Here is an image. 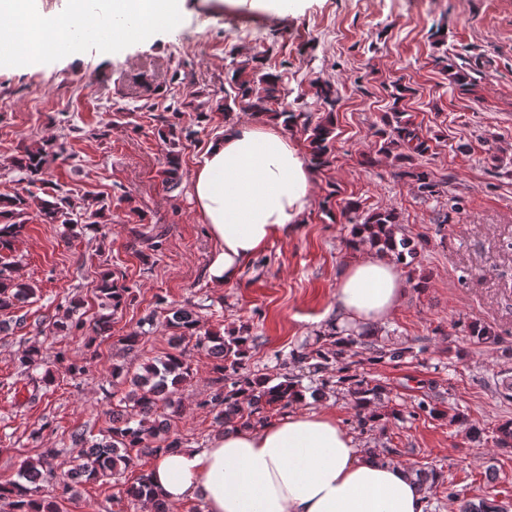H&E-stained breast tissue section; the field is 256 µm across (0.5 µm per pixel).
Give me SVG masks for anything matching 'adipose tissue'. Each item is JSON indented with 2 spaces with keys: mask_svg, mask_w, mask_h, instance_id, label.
Listing matches in <instances>:
<instances>
[{
  "mask_svg": "<svg viewBox=\"0 0 512 512\" xmlns=\"http://www.w3.org/2000/svg\"><path fill=\"white\" fill-rule=\"evenodd\" d=\"M41 21V0H0V65L17 67L53 48V38L95 12V0H65ZM112 15L131 26L108 27L101 41L122 45L179 26L186 0H111ZM192 197L215 244L213 287L234 283L247 262L299 224L311 207L309 161L275 126L236 123L210 143L192 176ZM408 282L388 254L368 252L336 286V328L355 330L390 318ZM151 483L169 506L198 497L206 512H424L409 470L365 452L335 416L299 410L254 428H234L206 448L158 457Z\"/></svg>",
  "mask_w": 512,
  "mask_h": 512,
  "instance_id": "ef3b65f1",
  "label": "adipose tissue"
}]
</instances>
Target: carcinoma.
<instances>
[{"label": "carcinoma", "instance_id": "1", "mask_svg": "<svg viewBox=\"0 0 512 512\" xmlns=\"http://www.w3.org/2000/svg\"><path fill=\"white\" fill-rule=\"evenodd\" d=\"M261 53H256L251 61L254 66L233 65L227 72L231 92L224 97V113L237 109L243 112L272 113L283 119L285 126L301 127L307 134L311 161L315 167H330L333 159L335 125L333 112L314 120V115L303 110H276L285 90L281 86L280 76L264 69L260 62ZM314 95L321 105L333 108L338 100L336 87L329 82L312 84ZM379 147L377 153L393 157L399 162L397 177H407L416 184L418 191L432 197L436 193L437 183L431 174L414 165L418 157L427 154L431 146L428 140L420 136L414 122L406 113L392 108L385 117L384 128L377 131ZM60 157V152H49L40 147L27 151L17 160L16 167L26 171L30 176L47 174L51 164ZM361 203L348 204L347 212L351 214L349 223L355 228V241H365L372 248L382 253H390L395 260L406 263L407 258H415L426 240L409 237H397L398 217L392 209H377L367 214L360 212ZM28 201L22 195L0 197V251H11L20 238L27 224ZM73 207L69 197L57 194L43 203V220L49 224H65L72 231L97 232L101 228L98 210H86L89 223L80 224L72 218ZM94 290L112 309V313L101 315L96 320L95 328L101 336L111 335L112 315L123 309L132 301L131 287L126 284L124 274L110 267L100 272ZM34 294V288L19 274V262L0 261V312L9 311L27 302ZM173 329L172 341L174 351L164 358L142 366L141 372L132 378V390L123 399L131 405L130 410L112 411L110 433L88 445L85 461L79 464L76 473L87 481L97 480L105 475H112L119 469H128L136 465L143 454L160 456L174 454L183 445L180 435L172 430V421L179 418L181 408L175 394L180 386L193 377L187 362L183 342L196 338V345L210 351L216 359L214 380L216 389L205 404L219 409V419L223 424L236 427H251L266 420L264 413L276 408L285 409L299 403L305 397L306 390L300 387L298 376L285 372L276 377L260 374H244L242 369L249 358L251 336L243 330L237 334L221 336L212 331L201 332L200 321L187 308L171 309V317L166 319ZM84 322L77 316V309L69 307L64 314L53 321L58 332L83 328ZM365 333L345 336L332 328L323 334L322 344L316 348L292 356L297 362H306L317 373H329L336 378V383L346 387L355 410L359 425L365 426L377 420L370 412L375 401L381 399L385 388L379 383L357 373L354 357L358 355L357 346L369 350L368 361L380 363L384 359L401 360L410 352V348L401 347L385 350L372 342H363ZM469 336L489 347H500L503 337L493 329L472 324ZM39 366V349L35 346L25 350L18 358L20 375L29 377ZM59 449L46 448L35 464L26 466L18 479L0 483V500H7L12 512H56L50 502L39 496L38 483L47 481L58 486L62 493H68L73 485L70 474L57 473L54 459ZM416 484L419 488L437 487L449 498L458 497V490L453 483L445 484L433 469L417 468L414 470ZM126 499L133 504L148 499L155 506V512H167L165 501L155 497L148 474L141 473L125 489ZM460 512H507L503 505L480 500H465Z\"/></svg>", "mask_w": 512, "mask_h": 512}]
</instances>
